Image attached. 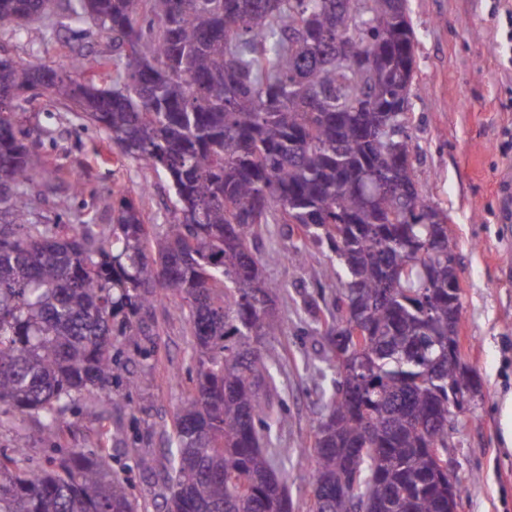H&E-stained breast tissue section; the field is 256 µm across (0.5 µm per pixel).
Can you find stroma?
I'll list each match as a JSON object with an SVG mask.
<instances>
[{
  "mask_svg": "<svg viewBox=\"0 0 512 512\" xmlns=\"http://www.w3.org/2000/svg\"><path fill=\"white\" fill-rule=\"evenodd\" d=\"M407 7L417 42L408 112L418 187L447 213L457 242L461 361L480 382L479 395L456 411L449 437L460 512H512V449L503 441L500 414L501 397L512 391V197L503 192L512 180V58L505 41L511 26L502 0H408ZM44 26L36 19L0 26V50L22 59L34 52L54 68L78 59L82 77L111 81V61L119 55L111 35L88 21L57 24L48 36ZM22 120L28 145L58 187L43 204L49 217L106 224L119 194L134 190L151 223L167 222L172 204L164 173L140 162L117 165L103 134L50 92L32 98ZM76 172L85 193L72 187ZM255 248L279 286L275 308L287 325L264 347L280 418L270 439L273 447L293 448L313 441L328 386L319 372L326 341L308 305L330 308L336 277L327 246H311L308 267L292 262L287 225H261ZM312 266L321 269L320 281L310 279ZM113 353L136 384L121 380L101 392L108 420L71 412L50 439L35 417L18 412L0 424V450H11L24 432L38 463L56 448L89 450L95 435L106 432L113 466L124 472L140 512H157L167 493L174 419L196 377L193 338L166 298L155 310L153 335L114 337ZM142 457L151 460L150 471L138 467Z\"/></svg>",
  "mask_w": 512,
  "mask_h": 512,
  "instance_id": "1",
  "label": "stroma"
}]
</instances>
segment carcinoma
<instances>
[{"label":"carcinoma","instance_id":"1","mask_svg":"<svg viewBox=\"0 0 512 512\" xmlns=\"http://www.w3.org/2000/svg\"><path fill=\"white\" fill-rule=\"evenodd\" d=\"M56 0H0V25L47 17ZM374 24L350 61L336 41L356 16ZM123 48L112 87L0 54V423L33 413L53 437L76 406L103 417L98 392L120 377L112 337L140 336L165 292L198 356L174 421L162 512H290L291 454L329 485L323 512H448V381L476 385L448 360V301L459 280L444 211L417 188L408 112L415 35L407 0H64ZM45 88L102 131L118 159L165 172L172 219L148 224L129 195L110 224L36 216L38 162L19 125L25 94ZM294 219V261L310 244L336 263V316L312 446L273 448L259 389H276L264 339L285 333L253 241ZM70 450L33 463L23 439L0 458V512H138L112 453Z\"/></svg>","mask_w":512,"mask_h":512}]
</instances>
